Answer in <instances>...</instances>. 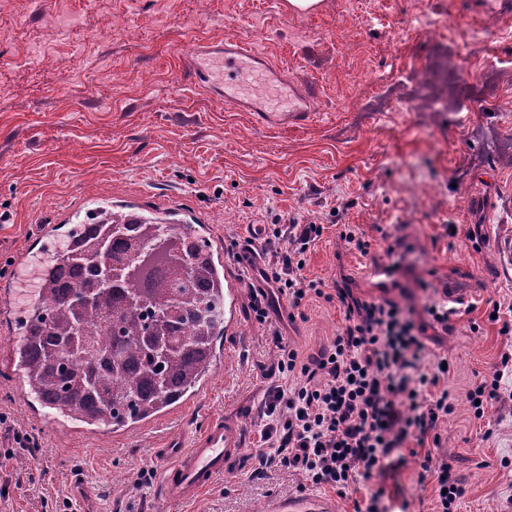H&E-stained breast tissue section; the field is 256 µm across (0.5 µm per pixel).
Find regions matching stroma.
<instances>
[{
	"instance_id": "stroma-1",
	"label": "stroma",
	"mask_w": 512,
	"mask_h": 512,
	"mask_svg": "<svg viewBox=\"0 0 512 512\" xmlns=\"http://www.w3.org/2000/svg\"><path fill=\"white\" fill-rule=\"evenodd\" d=\"M431 11L446 12L449 46L416 27ZM477 20L468 0H322L304 13L287 0H0V282L41 246L44 226L65 234L114 202L191 217L208 225L217 248L229 231L245 239L292 219L325 225L303 276L329 291L401 302L418 321L428 295L417 281L456 283L470 290L469 304L447 328L423 334L430 352L447 357L444 383L459 397L438 426L432 462L448 461L464 485L458 512H512V375L483 419L463 399L512 354V333L500 334L486 315L489 302L512 305V269L500 267V245L512 240V86L497 88L498 105L469 121L442 112L427 123L411 108L407 80L444 53L449 98L461 97L466 78L492 81L496 58L512 56V15L481 31ZM225 35L251 40L302 85L314 118L263 127L192 85L187 61L198 41ZM347 227L363 233L368 254L342 238ZM398 238L406 257L387 252ZM370 263L391 265L395 287H370ZM301 310L289 320L279 297L271 318L306 357L329 345L344 313L315 297ZM277 359L268 327L242 297L202 401L152 427L77 424L68 439L21 374L0 370V411L42 445L41 463L15 459L0 469V487L9 488L0 512H158L154 483L139 478L160 473L161 440L220 415L242 427L244 463L169 512H262L300 493L299 474L254 475L256 409ZM418 470L411 459L386 475L387 512H433Z\"/></svg>"
}]
</instances>
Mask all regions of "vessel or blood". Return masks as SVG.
<instances>
[{"instance_id":"vessel-or-blood-1","label":"vessel or blood","mask_w":512,"mask_h":512,"mask_svg":"<svg viewBox=\"0 0 512 512\" xmlns=\"http://www.w3.org/2000/svg\"><path fill=\"white\" fill-rule=\"evenodd\" d=\"M189 71L197 88L253 113L260 124L288 127L313 116L307 95L245 38L200 44ZM241 269L224 279V317L229 322L237 316L249 262H242ZM164 453L168 461L161 469L158 498L165 505L188 501L241 464L242 430L236 422L216 418L192 441L167 439ZM265 512H336V507L328 499L299 494L269 501Z\"/></svg>"}]
</instances>
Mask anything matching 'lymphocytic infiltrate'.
I'll use <instances>...</instances> for the list:
<instances>
[{
	"instance_id": "1",
	"label": "lymphocytic infiltrate",
	"mask_w": 512,
	"mask_h": 512,
	"mask_svg": "<svg viewBox=\"0 0 512 512\" xmlns=\"http://www.w3.org/2000/svg\"><path fill=\"white\" fill-rule=\"evenodd\" d=\"M323 232V225L295 220L259 231L265 287L251 292L250 308L255 321L268 326L278 350L277 372L289 380L285 387L270 385L259 408L260 465L297 472L307 484L333 490L352 502L353 512H386L379 480L413 458L418 484L432 486L436 495L434 512H455L463 488L448 462L430 465L441 445L437 424L455 409L441 384L447 375L443 361L429 356L422 327L398 302L361 300L345 288L329 293L303 277L307 252ZM276 294L287 296L294 310L311 296L339 302L342 331L328 348L300 357L269 323ZM511 365L512 356L502 355L499 369L466 391L474 418L500 401Z\"/></svg>"
}]
</instances>
